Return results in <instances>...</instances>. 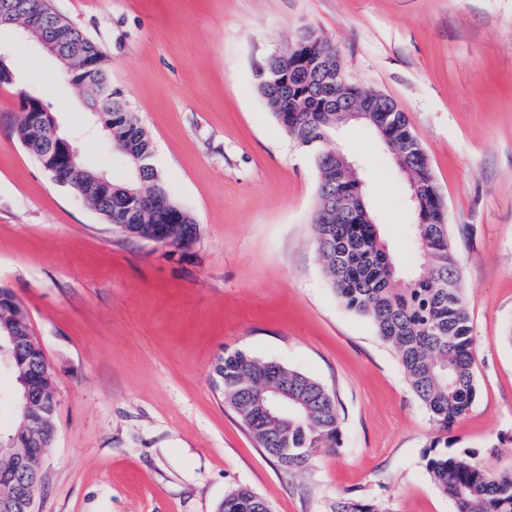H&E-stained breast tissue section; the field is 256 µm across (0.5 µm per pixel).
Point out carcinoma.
<instances>
[{
	"label": "carcinoma",
	"mask_w": 512,
	"mask_h": 512,
	"mask_svg": "<svg viewBox=\"0 0 512 512\" xmlns=\"http://www.w3.org/2000/svg\"><path fill=\"white\" fill-rule=\"evenodd\" d=\"M17 21L34 24L31 37L52 40L59 35L77 39L94 56L102 55L95 41L57 14L50 0H17ZM311 32L300 30L284 53L262 65L257 89L287 136L314 152L318 171L315 236L323 268L341 301L368 318L377 336L395 354L407 384L440 431L446 432L472 406L477 388L473 375L474 339L464 287L446 214L437 197L439 189L425 151L403 112L375 120L388 123V144L396 167L419 190L420 203H411L427 223L412 225L421 263L412 271L401 269L380 235L374 216L356 209L354 194L359 177L344 176L336 185V171L324 163L318 147L334 140L341 126L362 123L346 112L328 108L336 95V74L342 70L336 55L318 60L317 50L306 48ZM112 143L126 148L142 170L116 182L88 163L83 172L68 171L67 185L77 191L82 183L96 182L89 205L115 229L140 237L144 224H171L173 242L197 234L193 218L172 197L153 163V145L137 115L119 90L105 100ZM26 318L20 305L5 302L0 322ZM224 380L222 398L262 452L288 472L310 467L325 449L340 446L341 415L334 395L319 381L273 361L241 351L224 353L216 366ZM288 390V405L281 415L268 413L259 393ZM426 471L432 482L456 504L457 512H512V473L488 472L462 454L448 451V437H437L426 451ZM331 512H389L382 504L359 496H340ZM224 512H272L268 502L246 486L224 496Z\"/></svg>",
	"instance_id": "obj_1"
}]
</instances>
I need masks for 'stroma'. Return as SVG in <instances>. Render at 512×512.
<instances>
[{
  "label": "stroma",
  "instance_id": "stroma-1",
  "mask_svg": "<svg viewBox=\"0 0 512 512\" xmlns=\"http://www.w3.org/2000/svg\"><path fill=\"white\" fill-rule=\"evenodd\" d=\"M100 46L150 134L155 165L197 223L178 248L117 232L16 140L19 94L56 111L85 160L126 170L81 95L30 43L0 85V287L51 365L56 435L38 512H216L245 486L272 512L336 497L390 512H456L425 468L436 433L393 352L324 275L311 151L285 135L256 71L310 27L346 77L406 113L447 205L473 325L477 397L452 452L512 472V0H51ZM402 266L418 264L403 175L376 133L337 132ZM301 371L333 391L342 443L288 473L213 387L224 352Z\"/></svg>",
  "mask_w": 512,
  "mask_h": 512
}]
</instances>
